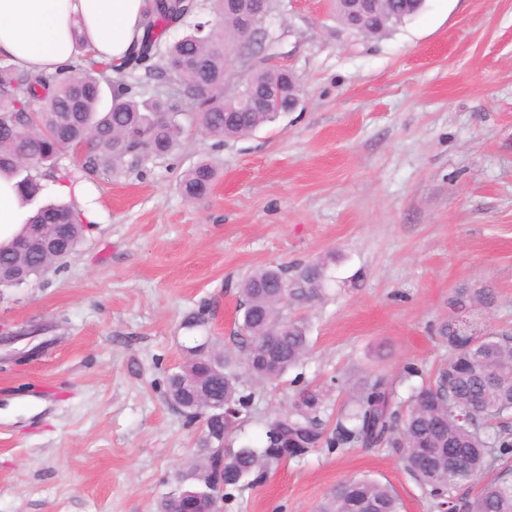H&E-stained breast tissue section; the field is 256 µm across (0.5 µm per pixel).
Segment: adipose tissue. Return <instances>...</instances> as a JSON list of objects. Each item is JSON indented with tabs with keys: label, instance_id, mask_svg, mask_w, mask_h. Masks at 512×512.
<instances>
[{
	"label": "adipose tissue",
	"instance_id": "1",
	"mask_svg": "<svg viewBox=\"0 0 512 512\" xmlns=\"http://www.w3.org/2000/svg\"><path fill=\"white\" fill-rule=\"evenodd\" d=\"M151 0H0V57L39 75L71 64L79 43L120 61L144 33Z\"/></svg>",
	"mask_w": 512,
	"mask_h": 512
}]
</instances>
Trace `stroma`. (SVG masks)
Wrapping results in <instances>:
<instances>
[{
	"mask_svg": "<svg viewBox=\"0 0 512 512\" xmlns=\"http://www.w3.org/2000/svg\"><path fill=\"white\" fill-rule=\"evenodd\" d=\"M270 66L297 78L296 111L239 138L191 122L174 156L87 180L99 223L36 284L0 288V333L43 330L37 350L0 344V512H155L204 428L166 395L190 314L252 396L231 448L333 379L330 429L368 373L408 399L448 356L435 328L456 288H491L494 304L469 319L512 331V0H426L377 37L343 25L330 0H275L227 77ZM202 159L218 178L186 199L180 176ZM319 259L327 286L296 310L309 355L252 380L235 339L242 280ZM14 400L38 410L10 416ZM361 476L391 485L403 512H436L387 445L284 460L222 512H316Z\"/></svg>",
	"mask_w": 512,
	"mask_h": 512,
	"instance_id": "stroma-1",
	"label": "stroma"
}]
</instances>
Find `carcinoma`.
<instances>
[{
	"instance_id": "cac0c4a2",
	"label": "carcinoma",
	"mask_w": 512,
	"mask_h": 512,
	"mask_svg": "<svg viewBox=\"0 0 512 512\" xmlns=\"http://www.w3.org/2000/svg\"><path fill=\"white\" fill-rule=\"evenodd\" d=\"M214 20L201 15L199 0H183L177 10L153 0L151 14L136 54L123 61L145 73L160 72L176 88L137 98L132 87H118L100 62L79 42L80 63L49 75H33L0 62V177L15 181L22 203L31 204L42 185L40 176L57 171L67 151L87 178L132 173L150 159L166 158L182 144L187 112L182 97L193 92L195 119L217 137H240L273 122L278 112H250L246 92L258 83L280 84L295 92L297 82L285 69H260L230 95L224 94L226 61L236 54L242 16L253 0H209ZM354 0H335L337 18L355 21ZM421 0H380L365 18L363 33L380 35L417 14ZM190 23L183 37L160 48L167 29ZM110 104L102 110L104 89ZM217 173L201 160L184 172L182 194L198 199L208 194ZM81 224L72 203L36 207L21 231L0 245V287L17 279L33 282L81 242ZM46 244L65 241L67 248L42 255L21 249L34 234ZM323 265H303L293 276L288 269L261 268L241 283L243 313L238 326L246 372L258 382L280 378L301 364L310 350L305 321L294 306L320 297L326 287ZM494 293L465 286L451 297L458 313L490 305ZM448 347V360L435 380L413 391L405 419L393 382L370 374L351 396V405L329 433L321 418L328 390L304 388L288 411L267 425L265 440L238 448L225 446L237 428L239 413L251 395L239 388L224 350L212 341L204 349L184 347L187 359L167 377L168 403L186 418L206 414L196 459L181 470L174 487L158 500L156 512H208L210 485L224 491L252 486L285 459L302 458L316 448H366L386 443L399 448L436 509L447 512H512V470H498L512 458V334L487 330L470 333L448 318L437 328ZM478 480L467 502L457 490ZM402 504L388 485L369 478H351L329 492L319 512H401Z\"/></svg>"
}]
</instances>
